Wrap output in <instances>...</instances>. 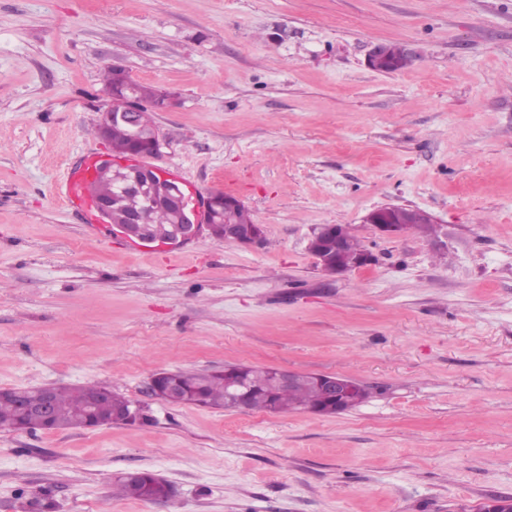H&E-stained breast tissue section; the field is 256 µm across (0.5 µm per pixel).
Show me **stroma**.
<instances>
[{
  "instance_id": "1",
  "label": "stroma",
  "mask_w": 512,
  "mask_h": 512,
  "mask_svg": "<svg viewBox=\"0 0 512 512\" xmlns=\"http://www.w3.org/2000/svg\"><path fill=\"white\" fill-rule=\"evenodd\" d=\"M409 64L380 72L377 46ZM168 92L153 163L261 241H123L57 198L104 69ZM432 218L383 237L384 205ZM374 264L323 273L316 227ZM342 374L332 416L170 404L160 371ZM97 384L148 423L0 431V512H479L512 497V0H0V389ZM150 471L175 492L124 497ZM220 195H212L207 203L205 210V222H209L211 217L221 216L224 218L225 224H210L208 230L210 233L221 240L224 236L230 240L235 241L237 244L248 245L260 241L263 237V229L260 224L250 230H243L242 228L250 227L253 224V216L249 209L239 207L234 214V224L228 221L229 213L242 203L236 198H226L223 193L218 192ZM222 195V196H221ZM243 204V203H242ZM239 224V225H238ZM225 242V240H224ZM326 234H329L336 238L335 258L329 257L321 249V242ZM348 242L349 244L347 247V254L345 255L344 259L347 261V263H352L356 256L364 249V247L361 245L360 241L353 235V229L351 225L323 224L318 228L317 231H314L313 236L310 240V249L318 259V262L322 270L330 274H336L353 268L366 266L373 261V255L369 251L363 250L358 261L359 265L353 268H345L341 264L339 256Z\"/></svg>"
}]
</instances>
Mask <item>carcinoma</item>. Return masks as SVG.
<instances>
[{
    "instance_id": "1",
    "label": "carcinoma",
    "mask_w": 512,
    "mask_h": 512,
    "mask_svg": "<svg viewBox=\"0 0 512 512\" xmlns=\"http://www.w3.org/2000/svg\"><path fill=\"white\" fill-rule=\"evenodd\" d=\"M124 93L132 95L138 109L116 120L109 130L112 157L127 159L132 153L128 135L129 123L139 122L145 126L155 124L153 112L159 91L126 79ZM173 188V182L155 174L152 176L148 196L126 198L120 193L119 184L110 176L98 175L89 186L93 199L115 198V205L108 222L119 224L125 215L139 213L140 221L149 225L155 243L165 242L182 223L181 212L156 207L149 202L151 195H166ZM177 378L181 391L169 402L182 405H196L213 408L229 407V383L243 381L246 389L242 395L241 407L250 410L287 412L303 410L314 415L336 413V401L329 397L325 387L315 382L281 387L275 382L273 370L266 367L228 364L222 369L201 372H160L153 376L156 387L165 391L169 380ZM42 388L12 389L0 396V427L15 431L89 429L112 415V411L130 404L123 395L105 387L80 386L76 388H55V409L52 419L47 420L36 414L22 412L25 405L40 402ZM121 490L126 497L143 501H162L167 498L166 485L149 472L139 471L137 475L121 480Z\"/></svg>"
}]
</instances>
